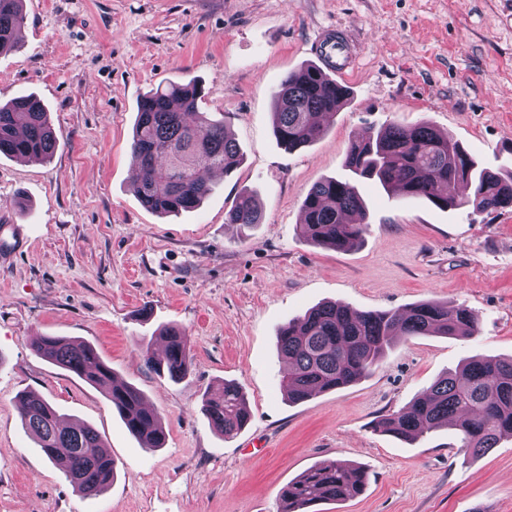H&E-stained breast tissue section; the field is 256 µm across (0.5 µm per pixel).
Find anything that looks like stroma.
I'll use <instances>...</instances> for the list:
<instances>
[{"label": "stroma", "instance_id": "35a3bbf8", "mask_svg": "<svg viewBox=\"0 0 512 512\" xmlns=\"http://www.w3.org/2000/svg\"><path fill=\"white\" fill-rule=\"evenodd\" d=\"M23 12L18 47L0 53V101L39 98L56 150L0 154V512H279L283 487L325 461L366 467L369 483L324 512H512V438L473 458L444 429L409 444L374 428L468 358L512 357V212L442 210L360 179L356 245L299 229L312 185L345 175L351 140L391 121L430 122L479 166L512 171V0H24ZM326 28L355 45L352 97L290 153L272 96L316 62ZM186 77L243 161L212 174L198 209L163 217L134 192L130 142L141 97ZM244 188L263 221L242 231L224 213ZM426 300L466 305L477 335L395 337L372 374L287 400L280 325L325 302ZM166 327L190 339L177 382L143 360ZM37 336L93 344L157 410L163 446L141 447L102 388L33 350ZM227 381L250 414L231 438L202 410ZM29 392L98 431L115 464L102 496L75 492L37 447L19 412Z\"/></svg>", "mask_w": 512, "mask_h": 512}]
</instances>
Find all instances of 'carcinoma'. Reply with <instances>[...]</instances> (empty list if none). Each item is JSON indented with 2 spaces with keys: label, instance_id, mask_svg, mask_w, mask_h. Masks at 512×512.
Returning <instances> with one entry per match:
<instances>
[{
  "label": "carcinoma",
  "instance_id": "1",
  "mask_svg": "<svg viewBox=\"0 0 512 512\" xmlns=\"http://www.w3.org/2000/svg\"><path fill=\"white\" fill-rule=\"evenodd\" d=\"M23 2L0 0V52L16 45ZM201 98L199 81L191 79L167 82L139 101L131 148L140 166L132 179L143 206L161 215L196 209L211 193L202 172L216 169L228 174L241 162L224 121L201 111ZM350 99V90L314 64L289 72L274 93L273 133L278 145L291 153L317 141L324 128L314 117L333 115ZM55 146L39 100L20 96L0 103V154L47 161ZM345 167L350 178L318 181L303 200L301 233L318 246L343 250L365 233V208L351 183L358 178L375 179L386 189L426 199L441 209L512 210V174L501 176L477 167L458 142L428 122L405 126L393 121L366 130L352 141ZM261 217L258 200L244 190L225 212V223L250 226L260 223ZM476 333L474 317L464 305L426 301L403 312H357L345 305L322 304L277 332L279 349L291 364L281 387L288 401L301 402L371 373L399 334L469 338ZM163 339L164 356L157 358L148 350L146 365L159 376L180 380L191 366L186 333L168 327ZM32 345L47 361L107 388L112 409L142 447L164 443L157 411L143 403L138 389L113 381L111 367L93 345L60 336H40ZM204 407L211 424L226 437L236 435L248 421L244 396L234 383L226 382L222 391L208 395ZM20 414L45 456L81 495L97 497L112 485L114 461L100 451L102 444L92 427L61 425L58 410L35 394L23 395ZM377 427L407 442L436 429H451L468 453L489 452L502 437H512V358L473 357ZM365 481L360 466L317 464L281 491L282 512H319V505L358 496Z\"/></svg>",
  "mask_w": 512,
  "mask_h": 512
}]
</instances>
